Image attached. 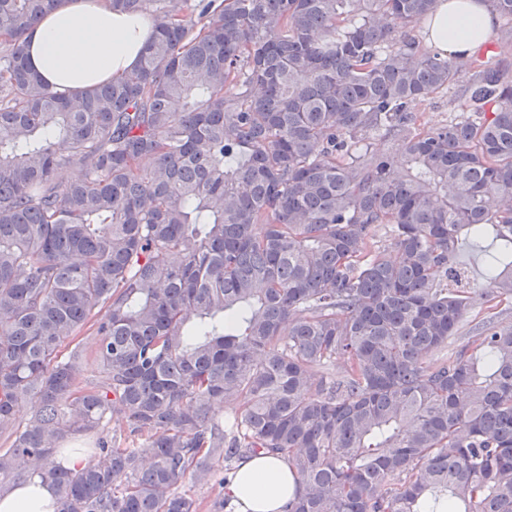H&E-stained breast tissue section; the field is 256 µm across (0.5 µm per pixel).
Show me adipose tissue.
Instances as JSON below:
<instances>
[{
	"label": "adipose tissue",
	"instance_id": "obj_1",
	"mask_svg": "<svg viewBox=\"0 0 512 512\" xmlns=\"http://www.w3.org/2000/svg\"><path fill=\"white\" fill-rule=\"evenodd\" d=\"M496 27L487 0H439L424 24V45L445 58L470 57ZM153 28L148 16L112 10L108 0H60L24 40L31 68L54 90L72 95L136 68ZM226 493L236 512H284L295 483L286 462L262 453L241 464ZM55 510L53 489L36 477L0 496V512Z\"/></svg>",
	"mask_w": 512,
	"mask_h": 512
}]
</instances>
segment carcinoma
Masks as SVG:
<instances>
[{
    "instance_id": "carcinoma-1",
    "label": "carcinoma",
    "mask_w": 512,
    "mask_h": 512,
    "mask_svg": "<svg viewBox=\"0 0 512 512\" xmlns=\"http://www.w3.org/2000/svg\"><path fill=\"white\" fill-rule=\"evenodd\" d=\"M57 2L0 0V493L196 512L186 476L265 452L287 512H512V324L434 357L512 300V55L426 48L437 0H109L154 33L70 97L22 41ZM488 2L512 42V0ZM449 92L444 125L410 109ZM484 241L473 288L457 255ZM110 420L123 440L62 448ZM499 313L500 321L504 324L512 323V303H502L497 306L496 309L487 310L486 305H477L470 313L467 315L465 320L460 324L459 330L456 336H453L450 340H448V350H441L435 354V356H441L448 352V355L456 348L461 345H465L467 343H472L474 333L472 331L473 326L490 316ZM81 343V349L84 351L83 361V378H94L98 375L97 363L93 360V351L95 349V336L90 331L84 330L79 336H77L75 342Z\"/></svg>"
}]
</instances>
